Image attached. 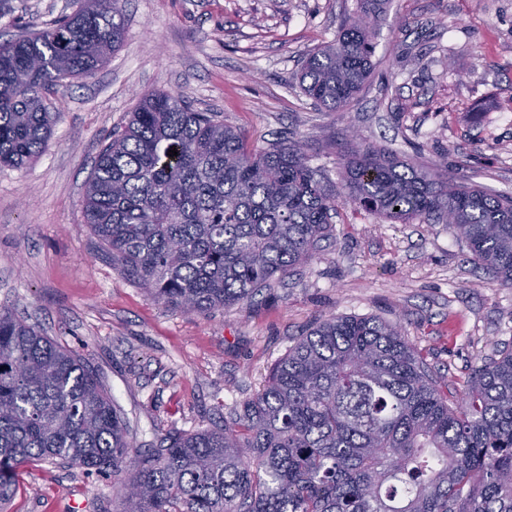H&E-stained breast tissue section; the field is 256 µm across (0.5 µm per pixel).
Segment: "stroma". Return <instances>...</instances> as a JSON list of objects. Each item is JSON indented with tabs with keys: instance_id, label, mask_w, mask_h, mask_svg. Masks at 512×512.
Listing matches in <instances>:
<instances>
[{
	"instance_id": "1",
	"label": "stroma",
	"mask_w": 512,
	"mask_h": 512,
	"mask_svg": "<svg viewBox=\"0 0 512 512\" xmlns=\"http://www.w3.org/2000/svg\"><path fill=\"white\" fill-rule=\"evenodd\" d=\"M352 0H127L124 43L50 100L57 120L31 165L0 168V305L73 350L139 447L223 425L314 322L400 325L461 389L512 350V288L491 282L447 225L391 224L339 204L332 236L250 306L187 316L151 301L100 248L80 209L109 134L141 94L164 90L266 147L299 141L337 178L357 138L512 195V0H392L374 72L330 112L298 86L307 54ZM73 0H0V42L72 12ZM112 480L68 465L23 469L7 512H118Z\"/></svg>"
}]
</instances>
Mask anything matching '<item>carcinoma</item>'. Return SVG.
Masks as SVG:
<instances>
[{
  "label": "carcinoma",
  "instance_id": "cac0c4a2",
  "mask_svg": "<svg viewBox=\"0 0 512 512\" xmlns=\"http://www.w3.org/2000/svg\"><path fill=\"white\" fill-rule=\"evenodd\" d=\"M390 0H354L305 58V96L343 111L370 82ZM124 0H77L0 43V166L42 154L48 95L92 77L124 42ZM340 187L296 142L251 146L216 112L142 95L100 150L83 223L149 298L184 314L248 304L332 235L336 200L391 223L446 224L512 288V197L350 140ZM177 150L170 157L168 151ZM65 462L117 477L120 512H512V351L456 395L400 327L316 321L224 427L139 448L77 354L0 307V512L20 468Z\"/></svg>",
  "mask_w": 512,
  "mask_h": 512
}]
</instances>
